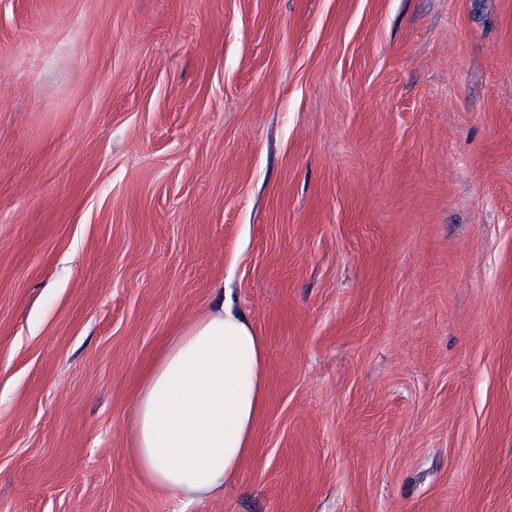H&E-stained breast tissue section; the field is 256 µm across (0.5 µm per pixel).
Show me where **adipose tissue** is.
Here are the masks:
<instances>
[{"instance_id": "adipose-tissue-1", "label": "adipose tissue", "mask_w": 512, "mask_h": 512, "mask_svg": "<svg viewBox=\"0 0 512 512\" xmlns=\"http://www.w3.org/2000/svg\"><path fill=\"white\" fill-rule=\"evenodd\" d=\"M266 395L265 344L216 303L169 340L130 419L143 477L190 499L223 491L250 453Z\"/></svg>"}]
</instances>
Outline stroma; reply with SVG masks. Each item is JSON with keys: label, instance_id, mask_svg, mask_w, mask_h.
<instances>
[{"label": "stroma", "instance_id": "35a3bbf8", "mask_svg": "<svg viewBox=\"0 0 512 512\" xmlns=\"http://www.w3.org/2000/svg\"><path fill=\"white\" fill-rule=\"evenodd\" d=\"M221 299L189 501L129 419ZM0 512H512V0H0ZM265 395L264 340L218 301L172 336L142 382L130 427L143 477L190 500L223 492Z\"/></svg>", "mask_w": 512, "mask_h": 512}]
</instances>
